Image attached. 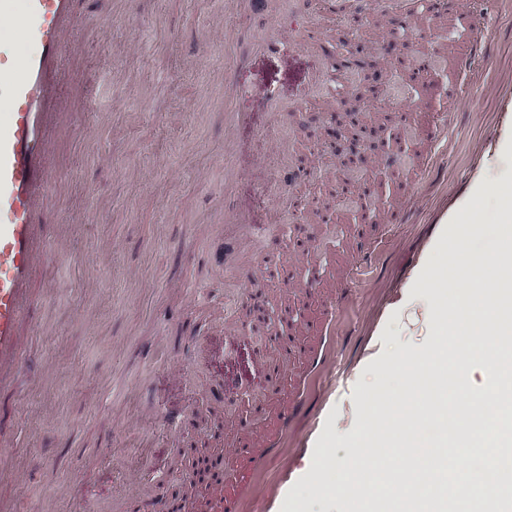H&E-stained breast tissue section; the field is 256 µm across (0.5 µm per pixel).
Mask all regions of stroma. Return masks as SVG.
Instances as JSON below:
<instances>
[{
  "label": "stroma",
  "mask_w": 512,
  "mask_h": 512,
  "mask_svg": "<svg viewBox=\"0 0 512 512\" xmlns=\"http://www.w3.org/2000/svg\"><path fill=\"white\" fill-rule=\"evenodd\" d=\"M463 12L413 6L396 26L386 4L366 21L364 47L391 90L366 103L365 119L385 116L414 133L399 167L365 153L383 194L358 225L350 202L333 200L334 223L297 242L309 224L297 199L338 178L324 125L361 93V76L333 72L356 41L326 0H77L78 32L67 38L63 127L49 152L54 173L41 211L50 245L35 273L29 368L18 394L0 397L14 445L0 452L14 470L0 496L18 512H128V497L169 501L189 493L183 448L224 451L237 481L241 445L271 429L309 380L280 447L245 489L241 512H358L330 504L314 480L360 441L377 392L401 387L387 364L433 331L399 328L400 306L425 305L432 317L457 302L456 289L427 294L415 283L425 250L438 260L493 254L498 216L512 199V0H462ZM319 30L298 46L302 22ZM482 57L464 75L470 37ZM273 46L258 48L259 40ZM438 60L409 74L391 40ZM469 79L464 97L453 91ZM242 110L253 124L227 135L224 115ZM448 114V146L428 136ZM475 198L482 227L443 224ZM404 209V224L388 221ZM255 221V245L231 246L224 213ZM248 257L252 275L233 297L225 277ZM320 268L312 298L303 272ZM301 305L297 349L282 357L245 330L251 293ZM253 392L242 420L238 397Z\"/></svg>",
  "instance_id": "1"
}]
</instances>
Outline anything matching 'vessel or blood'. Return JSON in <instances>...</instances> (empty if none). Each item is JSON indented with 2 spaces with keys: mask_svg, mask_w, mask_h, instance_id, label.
<instances>
[{
  "mask_svg": "<svg viewBox=\"0 0 512 512\" xmlns=\"http://www.w3.org/2000/svg\"><path fill=\"white\" fill-rule=\"evenodd\" d=\"M75 0H0L17 41H0V393L15 391L30 338L24 331L34 273L47 251L39 202L51 183L48 151L59 128L62 53ZM25 50H18V43Z\"/></svg>",
  "mask_w": 512,
  "mask_h": 512,
  "instance_id": "vessel-or-blood-1",
  "label": "vessel or blood"
}]
</instances>
